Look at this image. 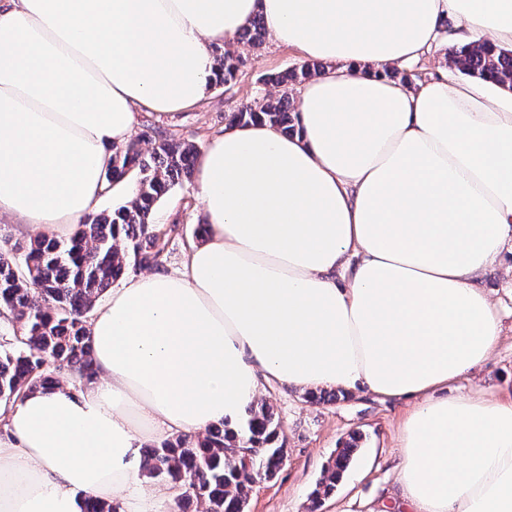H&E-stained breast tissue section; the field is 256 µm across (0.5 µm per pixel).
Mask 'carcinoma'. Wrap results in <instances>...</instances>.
<instances>
[{
    "label": "carcinoma",
    "mask_w": 512,
    "mask_h": 512,
    "mask_svg": "<svg viewBox=\"0 0 512 512\" xmlns=\"http://www.w3.org/2000/svg\"><path fill=\"white\" fill-rule=\"evenodd\" d=\"M262 18L244 28L241 41L261 44ZM215 82L234 80L241 58L217 47ZM474 77H489L512 88V50L490 42L465 44L449 56ZM323 69L306 63L268 79L281 94L231 114L237 122H268L285 133L297 131L290 89ZM154 142L145 151L131 141L112 150L106 172L110 183L139 176L135 197L112 212L87 217L68 238L35 236L0 242V317L8 323L0 336V424L9 409L30 392L58 386L55 374L80 379L95 374L86 324L97 301L130 269L162 264L169 233L149 222L156 204L194 174L197 147L174 142L157 130L143 134ZM278 424L265 402L250 404L241 421L220 422L197 437L176 436L140 450L141 472L162 477L179 489L178 512H241L253 486L272 478L284 459ZM355 434L343 445L312 493L313 502L329 496L358 450Z\"/></svg>",
    "instance_id": "cac0c4a2"
}]
</instances>
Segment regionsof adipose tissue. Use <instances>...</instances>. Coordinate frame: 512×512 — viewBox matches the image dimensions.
<instances>
[{"mask_svg":"<svg viewBox=\"0 0 512 512\" xmlns=\"http://www.w3.org/2000/svg\"><path fill=\"white\" fill-rule=\"evenodd\" d=\"M325 62L300 130L226 122L196 159L207 232L183 264L95 306V380L29 394L0 430V512H174L137 487L146 443L236 422L271 383L412 400L407 512H512V398L448 394L503 320L483 275L512 253V92L387 69L457 37L512 47V0H0V216L68 232L142 114L201 103L212 50L254 15Z\"/></svg>","mask_w":512,"mask_h":512,"instance_id":"ef3b65f1","label":"adipose tissue"}]
</instances>
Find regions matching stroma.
<instances>
[{"mask_svg":"<svg viewBox=\"0 0 512 512\" xmlns=\"http://www.w3.org/2000/svg\"><path fill=\"white\" fill-rule=\"evenodd\" d=\"M242 65L235 81L213 86L205 101L184 111L176 123L164 126L171 139L203 146L224 128L231 112L276 94L268 75L304 64L295 51L263 40L256 47L242 45ZM152 221L157 225L180 223L183 231L173 236L166 248L164 270L182 263L197 227L204 221L195 181L176 185L155 206ZM512 255L504 266L488 270L482 284L504 316V334L487 367L476 378L456 384L459 392L481 391L496 398L512 396ZM273 408L280 438L286 448L281 470L271 479L254 485L246 512H380L396 495L393 472L397 455L398 428L404 404L380 401L360 392H348L332 403H310L303 392L272 384L260 395ZM364 436L358 456L337 482L334 493L319 507H312L310 494L335 457L342 440L351 432Z\"/></svg>","mask_w":512,"mask_h":512,"instance_id":"obj_1","label":"stroma"}]
</instances>
